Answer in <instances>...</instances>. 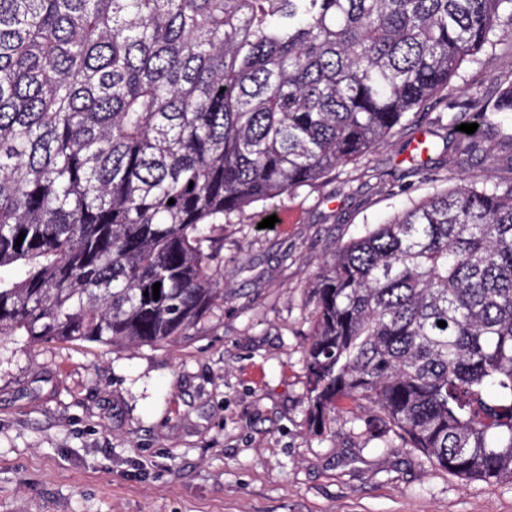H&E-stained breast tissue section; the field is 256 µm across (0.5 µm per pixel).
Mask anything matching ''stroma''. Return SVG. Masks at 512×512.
I'll use <instances>...</instances> for the list:
<instances>
[{
    "instance_id": "1",
    "label": "stroma",
    "mask_w": 512,
    "mask_h": 512,
    "mask_svg": "<svg viewBox=\"0 0 512 512\" xmlns=\"http://www.w3.org/2000/svg\"><path fill=\"white\" fill-rule=\"evenodd\" d=\"M511 84L512 56L477 54L360 163L216 226L228 295L185 338L0 339V512H512L511 487L461 480L397 440L313 430L304 358L310 284L336 246L451 178L512 179L497 136L460 167L435 122ZM421 136L434 152L411 160Z\"/></svg>"
}]
</instances>
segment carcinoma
<instances>
[{
    "mask_svg": "<svg viewBox=\"0 0 512 512\" xmlns=\"http://www.w3.org/2000/svg\"><path fill=\"white\" fill-rule=\"evenodd\" d=\"M505 27L512 0H0V339L190 335L224 305L216 225L358 163ZM468 108L459 163L486 130L512 163V85ZM312 288L313 429L367 404L512 486V180L411 203Z\"/></svg>",
    "mask_w": 512,
    "mask_h": 512,
    "instance_id": "carcinoma-1",
    "label": "carcinoma"
}]
</instances>
